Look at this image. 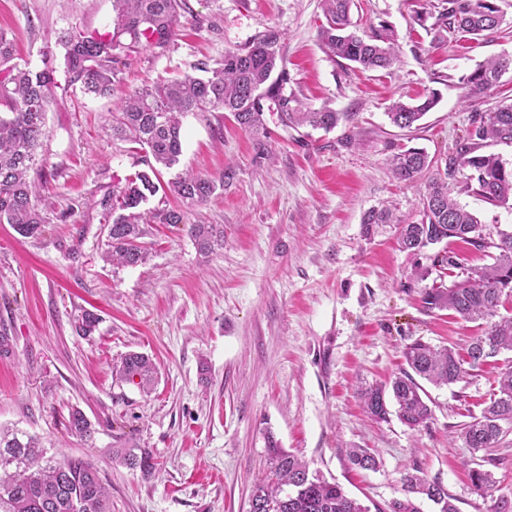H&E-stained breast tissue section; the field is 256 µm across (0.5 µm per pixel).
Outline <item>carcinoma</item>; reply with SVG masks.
<instances>
[{
    "instance_id": "carcinoma-1",
    "label": "carcinoma",
    "mask_w": 512,
    "mask_h": 512,
    "mask_svg": "<svg viewBox=\"0 0 512 512\" xmlns=\"http://www.w3.org/2000/svg\"><path fill=\"white\" fill-rule=\"evenodd\" d=\"M434 27L439 32L465 33L486 38L503 23L498 0H445ZM352 0H323L326 25L320 39L329 55L349 61L364 71H386L397 60L393 31L387 26L360 35L353 31ZM185 0H113L114 16L102 30L68 29L59 41L65 48L64 64L70 81L78 82L88 95L116 99L112 136L130 144L141 155L144 170L125 177L104 200L107 239L103 259L112 264L138 266L150 249L143 238L145 224L188 225V234L199 253L209 254L224 245V230L217 224H187L186 213L224 189V176L205 177L182 172L168 182L169 191L184 208L141 205L155 195L160 169H172L183 152V118L190 112L222 109L237 125L257 139L266 136L265 103L274 104L286 127L310 126L326 132L347 117L327 108H311L287 91L288 71L280 52V33L267 30L244 48L224 51L213 67L197 64L200 77H160L141 88L121 89L114 81L113 64L121 56L140 49L165 50L177 36ZM512 71V57H494L459 77L465 101L473 104L492 89L503 74ZM55 69L41 70L14 60L13 44L0 33V224H10L24 237L40 234L43 219L37 209L40 184L31 178L38 164V146L46 132V112L56 102ZM438 103L437 93L427 92L413 103L393 102L387 116L392 125L409 129ZM475 131L457 141L445 163L415 147L404 148L391 158L394 176L401 182L425 180L420 198L421 219L399 227L401 247L413 254L437 243L433 267L450 272L460 268L454 246L460 244L483 254L488 263L471 269L462 280L434 283L421 289L423 307L451 311L465 322L482 325L465 354L452 346L434 347L416 339L405 347L408 369L387 384L362 387L360 399L367 414L386 422L394 400L396 416L411 430L427 426L432 408L419 380L434 386H451L474 376L504 351H512V317L496 319L498 308L512 298V232L486 228L474 214L452 197L454 189L474 194L495 207L512 210V161L486 153L490 142L512 144V104L475 114ZM99 316L85 311L77 319V331L92 335ZM118 379L150 392L157 367L148 356L132 352L113 367ZM497 391L480 415L455 431L467 447L490 451L512 431V365L497 379ZM67 429L80 437L93 434L90 421L78 409L68 417ZM268 473L255 484L249 512H370L337 482L327 480L297 455L281 448L273 434L266 436ZM113 457L148 476L155 468L151 457L132 448H118ZM345 455L361 469H374L376 457L366 448H348ZM473 490L484 495L494 485L491 471L477 463L469 468ZM405 498L395 499L388 512H419L416 494L433 502L439 512H458L443 485L416 474L405 477ZM0 512H111L108 493L95 464L85 458L47 455L39 440L27 432L0 430Z\"/></svg>"
}]
</instances>
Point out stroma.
<instances>
[{"instance_id":"35a3bbf8","label":"stroma","mask_w":512,"mask_h":512,"mask_svg":"<svg viewBox=\"0 0 512 512\" xmlns=\"http://www.w3.org/2000/svg\"><path fill=\"white\" fill-rule=\"evenodd\" d=\"M187 4L173 44L119 59L117 82L196 75L198 62L274 28L289 91L345 118L329 132L294 130L267 110L261 153L230 113L187 115L181 169L225 177L223 191L188 221L223 225V247L203 256L184 226L150 224L145 264L105 263L101 202L135 172L137 157L112 136V98L70 83L57 39L72 27L103 29L112 0H0V32L31 68L52 64L58 81L38 150L43 231L24 237L0 224V336L9 339L0 355V427L37 436L49 453L92 460L112 512H249L270 433L371 512L404 498L409 473L440 482L459 512H493L512 496V434L491 451L495 486L481 496L467 477L475 453L454 433L480 414L512 353L464 382L428 386L433 418L416 431L394 417L372 421L356 389L399 373L414 339L461 350L478 332L423 308L412 272L430 267L429 255L397 244L398 224L420 219L423 186L396 180L389 159L404 146L446 159L475 111L512 102V72L472 109L458 85L477 64L512 56V0H500L505 21L480 41L418 23L444 0H354L360 32H395L388 72L331 59L319 39L321 0ZM430 90L439 101L416 127L390 123L392 101ZM385 205L397 224L364 223ZM87 310L100 323L85 337L75 323ZM131 352L159 367L151 393L112 373ZM74 409L91 422L92 439L66 429ZM116 448L148 451L153 473L113 461ZM349 448L371 449L376 469L350 465Z\"/></svg>"}]
</instances>
